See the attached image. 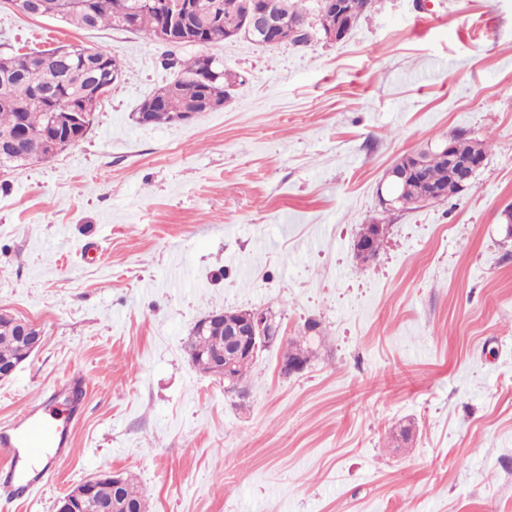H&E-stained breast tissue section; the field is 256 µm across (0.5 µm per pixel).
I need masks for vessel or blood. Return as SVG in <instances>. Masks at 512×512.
I'll list each match as a JSON object with an SVG mask.
<instances>
[{"label": "vessel or blood", "instance_id": "obj_1", "mask_svg": "<svg viewBox=\"0 0 512 512\" xmlns=\"http://www.w3.org/2000/svg\"><path fill=\"white\" fill-rule=\"evenodd\" d=\"M45 405L33 402L14 423L0 432V497L12 500L41 486L47 469L36 468L35 459L65 461L71 454L70 434L59 422L44 416Z\"/></svg>", "mask_w": 512, "mask_h": 512}]
</instances>
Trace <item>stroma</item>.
<instances>
[{
	"label": "stroma",
	"mask_w": 512,
	"mask_h": 512,
	"mask_svg": "<svg viewBox=\"0 0 512 512\" xmlns=\"http://www.w3.org/2000/svg\"><path fill=\"white\" fill-rule=\"evenodd\" d=\"M62 44L123 75L81 141L0 174V311L44 332L0 380V430L41 396L73 442L0 512H54L101 471L150 512H512V0H378L337 43L204 47L243 84L174 125L136 119L174 77L165 44L0 7V54ZM460 131L489 146L472 188L385 210L395 159ZM229 309L281 326L242 398L185 351ZM310 321L314 357L281 374ZM386 229V224H379L377 222L373 224L362 225V228L359 231L358 236L355 240V247L357 251L362 252L365 255L353 249L354 259L357 262V264H361V266H366L367 264L374 261L378 257L381 250V246L384 241V237L378 241L380 242V244L378 245L377 243L372 256L370 258L368 256H370L373 242L375 241V239L385 236Z\"/></svg>",
	"instance_id": "35a3bbf8"
}]
</instances>
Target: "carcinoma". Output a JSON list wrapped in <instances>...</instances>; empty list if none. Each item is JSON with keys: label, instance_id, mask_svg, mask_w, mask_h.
<instances>
[{"label": "carcinoma", "instance_id": "obj_1", "mask_svg": "<svg viewBox=\"0 0 512 512\" xmlns=\"http://www.w3.org/2000/svg\"><path fill=\"white\" fill-rule=\"evenodd\" d=\"M235 0H193L200 5L202 14L191 11L184 15V26L195 25V35L203 46L225 40L224 6ZM378 0H347V8L354 20L367 15ZM281 13L287 16L281 28V42L294 46L307 45L318 34L337 25L336 13L329 10L322 0H279ZM38 16H49L84 29L111 27L118 29L122 13L131 12L132 21L123 30L141 33L151 41L157 40L158 29L168 23V17L153 7L152 0H75L74 7L61 8V0H37ZM121 62L110 54L91 51L77 45L0 56V142L13 135L17 128H24L29 137L0 154V173L43 160L39 149L43 138L49 135L69 139L73 144L82 139L91 123V113L69 129L52 124V101L36 99L38 91H52L58 102L73 112L81 107L83 99L97 90L105 80L112 78V71L120 70ZM177 76L149 97L152 109L139 107L137 119L141 124L172 125L183 122L185 112H205L204 102L224 92V80H213L211 71L223 67L212 62V56L200 54L188 60L175 59ZM463 153L486 155L488 144L467 138L462 134L453 137ZM428 182L447 190L452 198L460 193L451 180L448 163L437 154L429 158L425 169ZM309 339L291 340L282 364L293 360L311 361L313 349ZM186 352L191 361L204 372H213L209 356L224 350V334L212 330L202 332L193 328L187 338ZM27 354V346L9 328L8 322L0 323V362L20 360ZM124 487L120 496L112 494V486L104 485L97 493L96 506L90 512H124L125 503H132L135 512H149L147 498L136 479L123 476Z\"/></svg>", "mask_w": 512, "mask_h": 512}]
</instances>
